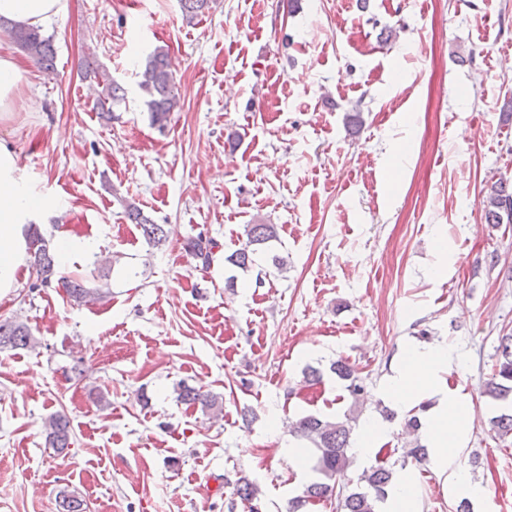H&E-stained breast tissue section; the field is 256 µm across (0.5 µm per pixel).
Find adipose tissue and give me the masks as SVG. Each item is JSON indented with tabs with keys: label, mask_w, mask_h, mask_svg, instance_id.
Masks as SVG:
<instances>
[{
	"label": "adipose tissue",
	"mask_w": 512,
	"mask_h": 512,
	"mask_svg": "<svg viewBox=\"0 0 512 512\" xmlns=\"http://www.w3.org/2000/svg\"><path fill=\"white\" fill-rule=\"evenodd\" d=\"M66 7V0H0V18L42 25L65 13ZM51 207L49 199L30 192L13 147L0 139V296L18 285L27 255L28 222ZM450 361L443 347L409 346L382 391L383 398L400 407L431 400L422 429L433 462L442 467L456 458L470 423L467 400L440 382V373Z\"/></svg>",
	"instance_id": "1"
}]
</instances>
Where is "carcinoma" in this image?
<instances>
[{"instance_id": "carcinoma-1", "label": "carcinoma", "mask_w": 512, "mask_h": 512, "mask_svg": "<svg viewBox=\"0 0 512 512\" xmlns=\"http://www.w3.org/2000/svg\"><path fill=\"white\" fill-rule=\"evenodd\" d=\"M214 0H179L183 17L191 20L203 16L212 9ZM0 28L8 31L13 42L45 74L55 72V48L53 38L45 35L40 27L20 26L0 19ZM138 86L144 96L149 120L158 128L167 125L172 112L180 108V95L177 92L173 66L169 52L157 47L150 53L138 72ZM84 78L90 80L96 89L94 108L108 118H113L115 109L126 100L124 88L112 78L105 68L87 65ZM512 182L499 178L490 185L483 201L485 222L488 224L512 223ZM124 216L127 222L140 227L143 237L152 246L167 241L168 231L164 225L156 224L146 216L133 201L124 204ZM278 239L277 226L274 224H249L246 240L230 255L224 257L229 264L248 270L256 264V257L268 250V244ZM220 244L213 238L197 236L186 243L193 258L205 267L211 265L216 256L214 249ZM29 252L32 268L37 280L43 286L55 285L62 291L66 300L73 306L87 305L102 299L106 293L90 286L85 277H65L57 275L55 256L38 230H32L29 236ZM34 339L28 326L9 319L0 320V350L20 349L33 346ZM330 371L341 382L345 391L354 399L367 396L364 379L344 359L330 364ZM482 394L494 402L497 415L491 418L492 430L500 437L512 436V335L501 337L497 347V361L493 373L485 381ZM177 400L188 405H198L204 410H218L217 397L209 392L187 384L177 387ZM352 422L354 418L344 415L342 419L331 421L323 416L305 415L292 423V436L309 441L315 448L314 470L321 478L306 486L303 495L288 502L286 512H301V509L315 502L338 501L341 512H379L388 495L393 479L392 468L379 461L362 472L360 481L364 487L349 491L340 484L351 464ZM46 440L48 444L63 452L73 444L70 421L62 413L51 416L46 422ZM234 495L249 503V510L259 507V489L246 478L235 482Z\"/></svg>"}]
</instances>
